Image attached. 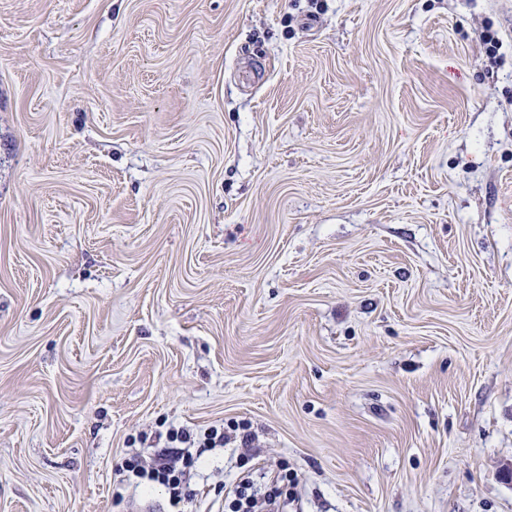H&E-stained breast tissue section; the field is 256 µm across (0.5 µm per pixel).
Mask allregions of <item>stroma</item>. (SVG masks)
Here are the masks:
<instances>
[{"label": "stroma", "mask_w": 512, "mask_h": 512, "mask_svg": "<svg viewBox=\"0 0 512 512\" xmlns=\"http://www.w3.org/2000/svg\"><path fill=\"white\" fill-rule=\"evenodd\" d=\"M237 424L183 512H512V0H0V512ZM249 481L246 478H241L233 487L225 489L227 491V497L232 496L234 499L232 503L235 506V512H250L253 505L252 494L249 495L248 490L250 489Z\"/></svg>", "instance_id": "1"}]
</instances>
